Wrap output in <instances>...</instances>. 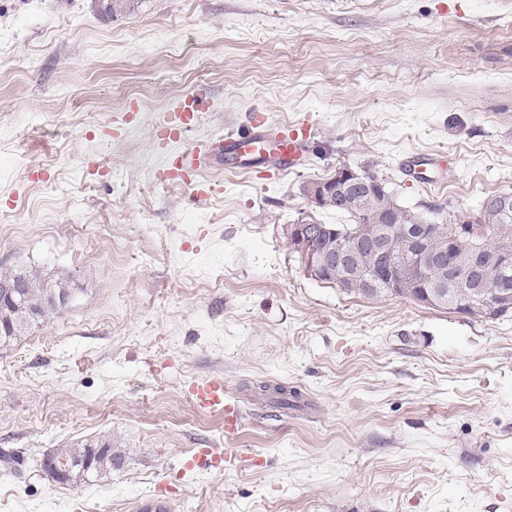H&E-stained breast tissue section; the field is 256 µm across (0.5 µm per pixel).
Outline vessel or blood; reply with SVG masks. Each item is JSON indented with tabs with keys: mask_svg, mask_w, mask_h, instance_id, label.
<instances>
[{
	"mask_svg": "<svg viewBox=\"0 0 512 512\" xmlns=\"http://www.w3.org/2000/svg\"><path fill=\"white\" fill-rule=\"evenodd\" d=\"M207 109V98L191 93L181 98L157 136L158 141L177 139L192 129L201 112ZM312 138V128L306 123L277 124L262 113H254L248 133L220 135L205 143L184 147L165 166L155 173L158 183L178 182L194 188L198 194H206L209 188L200 180L202 170L211 162L227 155L244 156L270 153V163L276 172H285L299 165ZM189 394L197 408L218 410L224 414L225 434H234L241 418L236 404L229 396V388L223 377L213 376L193 382Z\"/></svg>",
	"mask_w": 512,
	"mask_h": 512,
	"instance_id": "1",
	"label": "vessel or blood"
}]
</instances>
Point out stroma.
<instances>
[{
  "instance_id": "stroma-1",
  "label": "stroma",
  "mask_w": 512,
  "mask_h": 512,
  "mask_svg": "<svg viewBox=\"0 0 512 512\" xmlns=\"http://www.w3.org/2000/svg\"><path fill=\"white\" fill-rule=\"evenodd\" d=\"M210 109L159 153L170 106ZM307 123L303 164L154 173L253 113ZM423 218L473 220L512 192V0H0V267L70 280L59 317L0 347V512H512V317L486 322L307 274L291 224L342 167ZM41 179H34V172ZM223 374L224 434L188 388ZM285 382L300 407L252 399ZM108 435L79 485L40 467ZM202 448H238L205 466ZM63 447L55 449L59 450V455H64L69 459L76 469H80L87 459L91 460V469L86 475L89 477L112 472V466H115L120 457L114 449L116 446L112 443L111 436L96 437L94 440L86 439L66 444ZM66 458L52 452L47 457L50 463V466L46 467L47 476L56 483L75 484L79 474L72 470Z\"/></svg>"
}]
</instances>
